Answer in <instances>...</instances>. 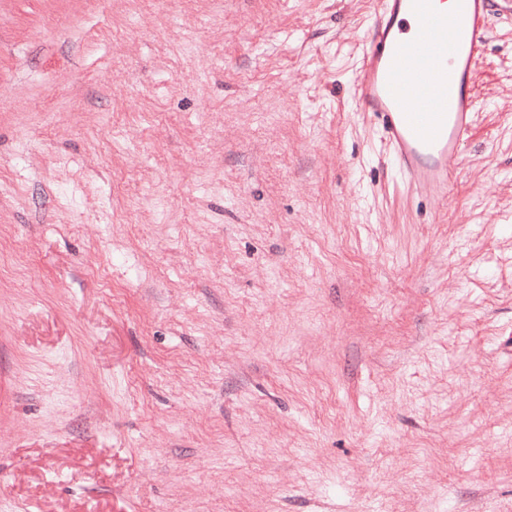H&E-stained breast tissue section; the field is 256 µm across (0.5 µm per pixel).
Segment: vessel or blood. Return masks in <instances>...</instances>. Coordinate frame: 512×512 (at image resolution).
Masks as SVG:
<instances>
[{
    "instance_id": "1",
    "label": "vessel or blood",
    "mask_w": 512,
    "mask_h": 512,
    "mask_svg": "<svg viewBox=\"0 0 512 512\" xmlns=\"http://www.w3.org/2000/svg\"><path fill=\"white\" fill-rule=\"evenodd\" d=\"M491 0H376L355 84L394 168L447 198L473 128L472 75L488 33Z\"/></svg>"
}]
</instances>
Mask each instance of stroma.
Segmentation results:
<instances>
[{"instance_id":"stroma-1","label":"stroma","mask_w":512,"mask_h":512,"mask_svg":"<svg viewBox=\"0 0 512 512\" xmlns=\"http://www.w3.org/2000/svg\"><path fill=\"white\" fill-rule=\"evenodd\" d=\"M374 20L0 0V512H512V22L439 202Z\"/></svg>"}]
</instances>
